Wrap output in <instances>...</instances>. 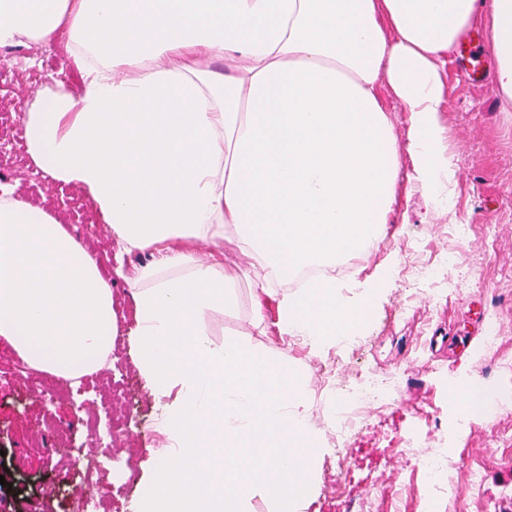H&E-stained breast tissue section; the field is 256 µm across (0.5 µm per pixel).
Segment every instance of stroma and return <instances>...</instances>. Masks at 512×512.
<instances>
[{
    "instance_id": "obj_1",
    "label": "stroma",
    "mask_w": 512,
    "mask_h": 512,
    "mask_svg": "<svg viewBox=\"0 0 512 512\" xmlns=\"http://www.w3.org/2000/svg\"><path fill=\"white\" fill-rule=\"evenodd\" d=\"M64 56L65 49L58 42L23 49L21 57L14 60L0 48V66L9 67L0 76V84L11 87L10 97L16 105L10 113L12 122H19L32 93L57 79ZM447 73L450 92L447 110L441 115L443 144L456 170L448 195V219L470 224L475 232L464 240L454 238L448 226H439L420 194L397 189L395 209L407 212L408 221L390 224L360 273L366 280L387 266L395 270L416 259L437 260L445 251L457 254L459 265L442 269L441 283L432 287L433 297H414L415 276L394 273L365 316L363 345L344 351L333 344L302 352L288 347L277 325V299L284 296V289H277L275 298L265 300L264 319L259 322L253 312V283L243 277L231 290V304L205 319L206 330L216 343L238 340L285 358L305 388L315 428L325 433L332 422L319 369L329 355H339L354 382L375 369H410L385 426L348 445L352 475L359 488H367L372 478L380 475L400 494L395 505L381 500L377 512H412L413 492L425 476L405 454L404 440L414 430L432 440L455 423L459 407L449 394L460 383L469 380L512 399V112L503 111L493 81H469L461 58L453 59ZM2 176L15 184L17 196L48 201L62 222L91 248L107 239L104 226H92L89 217L80 213V193L44 176L31 160L1 155ZM150 260L147 253H133L120 261L110 255L105 260L108 268L123 269L122 276L112 279L116 312L112 346L117 363L112 380L120 390L119 403L130 406L131 411L113 435L112 470L98 474L102 484L119 488L101 512H137L163 453L164 437L157 423L168 400L151 394L133 363L136 323L126 285ZM492 323L502 329L499 349L493 354L484 350V336ZM439 328L472 335L473 342L457 349L452 357L435 356L430 337ZM102 399V393L95 391L82 396L65 393L50 404L24 377L0 382V470L6 472L0 485V512H69L83 487L81 469L92 465L93 459L85 457L78 467L61 462L54 447L60 438L54 428L65 426L66 436L60 440L66 447H87L88 404ZM420 404L426 408L422 417L414 412ZM26 420L46 425L42 447H29L20 438L18 430ZM450 479L464 490V497L452 501L446 490H439L433 512H512V415L494 427L480 415L469 419L457 435L450 471L439 474L440 482Z\"/></svg>"
}]
</instances>
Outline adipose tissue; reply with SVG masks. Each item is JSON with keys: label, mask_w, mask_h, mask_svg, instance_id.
I'll use <instances>...</instances> for the list:
<instances>
[{"label": "adipose tissue", "mask_w": 512, "mask_h": 512, "mask_svg": "<svg viewBox=\"0 0 512 512\" xmlns=\"http://www.w3.org/2000/svg\"><path fill=\"white\" fill-rule=\"evenodd\" d=\"M481 26L512 108V0H0V47L70 43L68 79L21 115L31 158L89 200L125 252L155 255L128 283L134 363L172 401L139 512H244L257 496L299 512L318 445L304 388L281 359L214 343L204 317L239 277L252 278L259 312L262 270L288 277L368 252L399 181L447 217L445 67ZM392 100L408 114L403 145ZM228 226L249 264L201 262L193 242H220ZM385 283L364 281L350 311L332 280L283 297L280 330L335 342ZM115 318L87 247L0 183V338L75 378L102 363Z\"/></svg>", "instance_id": "1"}]
</instances>
